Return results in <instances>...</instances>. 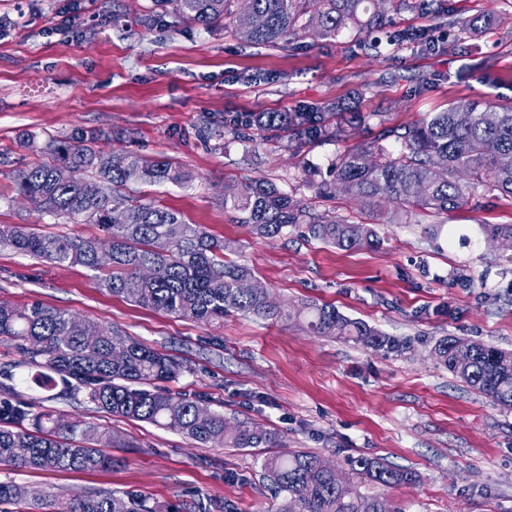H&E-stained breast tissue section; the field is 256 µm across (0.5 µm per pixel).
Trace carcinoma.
Instances as JSON below:
<instances>
[{
    "instance_id": "1",
    "label": "carcinoma",
    "mask_w": 512,
    "mask_h": 512,
    "mask_svg": "<svg viewBox=\"0 0 512 512\" xmlns=\"http://www.w3.org/2000/svg\"><path fill=\"white\" fill-rule=\"evenodd\" d=\"M187 20L206 29L224 26L236 39L277 47L297 31L312 40L337 38L350 30L360 34L383 30L392 16L420 9L435 17L449 14L448 0H175ZM399 47L429 44V35L411 28L389 35ZM368 117L362 112H320L302 105L293 112H256L241 123L224 121V132L247 139L244 128L285 132L288 148L300 153L326 141L350 138ZM375 140L348 151L327 166L305 161L303 185L320 197L343 189L378 213L393 206V215L416 212L438 216L469 202L482 186L512 195V105L457 99L443 112H429L412 126H391L378 115ZM44 152L50 161L15 176L17 194L38 212L107 232L112 261L97 258L96 236L70 237L32 231L27 224L0 226V246L58 265L81 266L94 273L97 285L154 312L210 323L239 313L260 319H304L319 336L342 339L387 353L403 345L364 321L342 314L333 305L302 304L283 308L267 300L266 289L244 291L243 280L254 270L226 258L236 251L233 240H218L200 224L189 223L173 209L141 202L123 193L127 183L185 185L191 175L169 159L145 160L133 154L96 151L74 137L52 141ZM95 171L98 180L79 176ZM125 214L121 224L111 213ZM224 209L239 215L257 239L274 241L290 233L342 250L380 244L372 224H356L317 211L264 179L224 189ZM491 242L512 240V224H484ZM171 248L155 251L159 239ZM0 338L28 356L37 371L26 382L50 391L57 379H72L88 389V399L116 416L174 428L199 445L226 448L272 447L276 435L255 422L229 424L202 400L175 395L159 383L172 379L180 363L114 328H104L40 303L0 304ZM127 346L121 359L112 345ZM437 361L472 390L512 409V352L446 336L434 346ZM112 433L90 422L65 421L35 411L20 398L0 399V465L41 471H90L112 465L105 449ZM322 457L300 451L263 459L262 469L277 493L279 512H389L374 496L358 490L370 482L382 486L415 484L420 475L376 459L344 458L348 477L336 485L322 469ZM0 504L16 512H154L141 496L94 492L60 502L50 488L31 489L0 482Z\"/></svg>"
}]
</instances>
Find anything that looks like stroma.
<instances>
[{"instance_id":"35a3bbf8","label":"stroma","mask_w":512,"mask_h":512,"mask_svg":"<svg viewBox=\"0 0 512 512\" xmlns=\"http://www.w3.org/2000/svg\"><path fill=\"white\" fill-rule=\"evenodd\" d=\"M456 17L493 12L487 31L449 29L447 18L397 15L429 30L434 46L379 51L354 33L279 47L249 46L223 27L189 23L174 0H0V225L43 233L102 235V228L42 216L15 195L14 177L45 145L77 135L94 149L169 158L190 185L131 184L236 241L232 260L251 266L277 303H330L408 344L388 354L313 334L305 324L236 313L208 325L141 308L96 286L90 271L0 247V302H39L115 327L177 358L172 392L203 399L232 422L276 432L278 453L311 451L339 462L360 454L418 471L417 485H362L392 512H512V410L460 382L433 355L457 336L512 350V251L489 244L486 224H512V196L478 190L473 205L388 223L353 195L319 199L303 186L302 159L320 165L373 140L368 121L342 142L299 158L271 133L243 143L224 123L300 103L383 112L409 126L449 102L512 101V0H448ZM428 78L426 86L417 81ZM266 178L303 202L376 225L382 245L340 250L291 235L264 242L224 209V188ZM30 369L0 341V383L65 419L111 431L112 469L33 472L0 465V481L52 487L70 499L92 492L146 496L158 512H278L261 462L265 448L203 447L172 428L113 416L85 388L29 389Z\"/></svg>"}]
</instances>
